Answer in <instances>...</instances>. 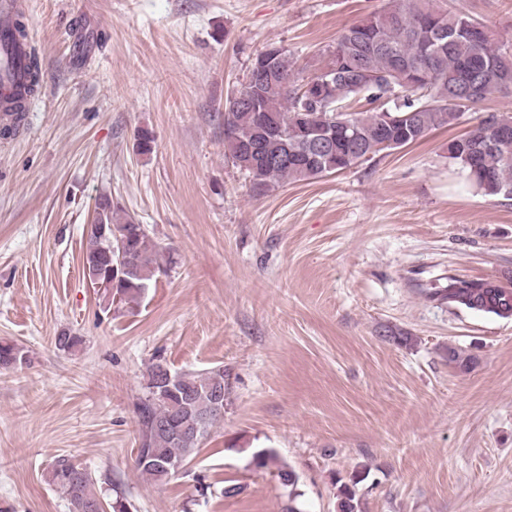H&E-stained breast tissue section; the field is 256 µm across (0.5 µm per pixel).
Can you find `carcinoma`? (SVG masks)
I'll list each match as a JSON object with an SVG mask.
<instances>
[{
    "mask_svg": "<svg viewBox=\"0 0 512 512\" xmlns=\"http://www.w3.org/2000/svg\"><path fill=\"white\" fill-rule=\"evenodd\" d=\"M257 76L224 102V154L249 178L254 190L270 191L348 170L393 150L417 143L458 122L462 111L497 97L512 96V49L470 13L445 0H387L378 11L346 26L329 51L326 65L301 80L283 48L259 53L250 66ZM40 78L30 59L17 92L0 108L23 116V102L38 93ZM385 100L376 112H347L343 103L359 97ZM332 136L329 148L315 150L317 132ZM141 155L154 149L147 129L134 135ZM448 159L484 196L512 200V113L488 112L460 137L448 141ZM105 233L90 234L83 267L109 279L108 302L132 301L163 271V248L130 215L115 217L106 197L98 203ZM448 305L512 318V288L494 280L448 277ZM30 362L27 352L0 341V370ZM147 396L137 406L139 448L136 468L152 481L176 476L171 460L187 464L202 439L221 421L213 406L224 402V367L172 372L158 363L149 372ZM258 469L275 467L283 483L295 486V472L271 449L255 452ZM46 479L68 501L70 512H126L123 495L110 499L96 489L91 470L68 456H56Z\"/></svg>",
    "mask_w": 512,
    "mask_h": 512,
    "instance_id": "carcinoma-1",
    "label": "carcinoma"
}]
</instances>
